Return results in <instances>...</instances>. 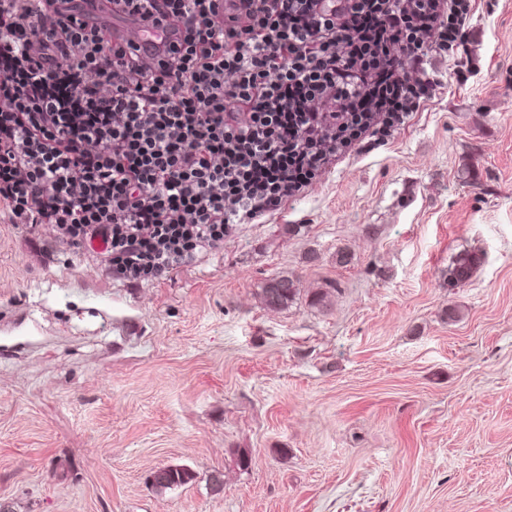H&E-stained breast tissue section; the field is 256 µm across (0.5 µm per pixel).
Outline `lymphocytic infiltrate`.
Listing matches in <instances>:
<instances>
[{
    "label": "lymphocytic infiltrate",
    "instance_id": "lymphocytic-infiltrate-1",
    "mask_svg": "<svg viewBox=\"0 0 512 512\" xmlns=\"http://www.w3.org/2000/svg\"><path fill=\"white\" fill-rule=\"evenodd\" d=\"M474 0H0V222L168 277L473 71ZM106 10L170 26L151 53ZM98 18L105 29L112 35V41L120 42L127 47L143 49L149 43H158V39H165L168 30L164 28L147 30L134 20H120L109 12H101Z\"/></svg>",
    "mask_w": 512,
    "mask_h": 512
}]
</instances>
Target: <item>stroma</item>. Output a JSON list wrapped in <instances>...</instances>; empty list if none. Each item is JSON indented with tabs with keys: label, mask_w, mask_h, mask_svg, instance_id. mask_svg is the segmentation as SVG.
Listing matches in <instances>:
<instances>
[{
	"label": "stroma",
	"mask_w": 512,
	"mask_h": 512,
	"mask_svg": "<svg viewBox=\"0 0 512 512\" xmlns=\"http://www.w3.org/2000/svg\"><path fill=\"white\" fill-rule=\"evenodd\" d=\"M468 50L476 71L441 64L388 140L171 277L130 285L66 247L48 261L0 223V503L512 512V0H477ZM465 252L480 263L449 287ZM281 274L301 295L267 310ZM170 465L194 480L156 491Z\"/></svg>",
	"instance_id": "obj_1"
}]
</instances>
